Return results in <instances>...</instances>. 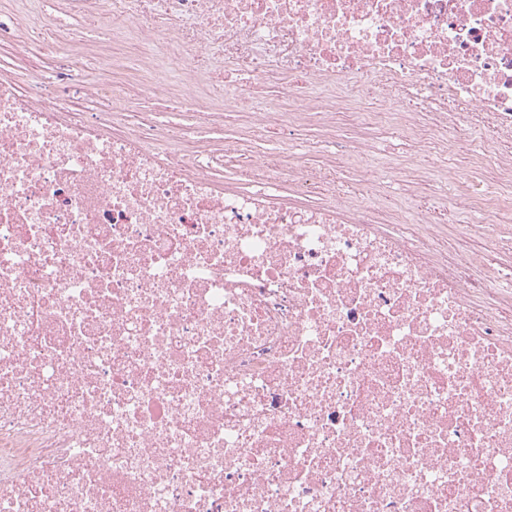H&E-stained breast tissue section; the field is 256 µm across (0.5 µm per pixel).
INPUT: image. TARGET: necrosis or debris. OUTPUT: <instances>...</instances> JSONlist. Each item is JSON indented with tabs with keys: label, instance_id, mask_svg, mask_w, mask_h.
Here are the masks:
<instances>
[{
	"label": "necrosis or debris",
	"instance_id": "1",
	"mask_svg": "<svg viewBox=\"0 0 512 512\" xmlns=\"http://www.w3.org/2000/svg\"><path fill=\"white\" fill-rule=\"evenodd\" d=\"M28 2L0 40L67 60L0 68V512H512V268L487 259L512 246V0ZM127 43L136 79L86 78L88 47L105 68ZM144 95L188 124L127 122ZM220 109L323 136L229 190L190 136ZM376 126L418 145L415 189L495 165L450 195L486 255L351 199L338 168L379 180Z\"/></svg>",
	"mask_w": 512,
	"mask_h": 512
}]
</instances>
